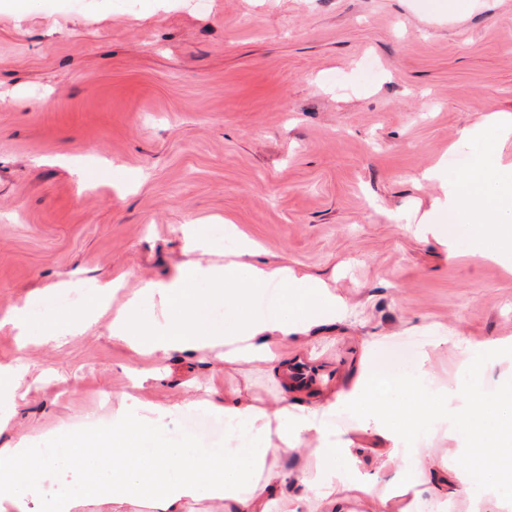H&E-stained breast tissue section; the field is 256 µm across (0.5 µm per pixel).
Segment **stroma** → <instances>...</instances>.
<instances>
[{"label": "stroma", "instance_id": "obj_1", "mask_svg": "<svg viewBox=\"0 0 512 512\" xmlns=\"http://www.w3.org/2000/svg\"><path fill=\"white\" fill-rule=\"evenodd\" d=\"M512 114V0H0V315L27 306L39 321L120 280L116 301L172 281L192 258L182 227L202 225L215 259L236 235L264 260L288 258L324 279L349 317L310 352L295 402H324L352 380L365 340L383 339L402 364L409 336H444L433 389L464 375L456 344L512 338V272L454 254L414 229L441 190L421 173L467 169L479 147L464 126ZM25 356L30 376L11 408L4 447L46 448L63 426L111 415V395L181 404L163 444L224 445V416L199 406L203 387L273 403L263 372L212 371L207 361L150 363L114 342L108 319L63 346L31 336L20 348L0 326V363ZM358 474L339 482L356 512L358 484L423 482L405 455L362 438ZM425 447L448 457L446 512H473L455 475L462 437L433 423Z\"/></svg>", "mask_w": 512, "mask_h": 512}]
</instances>
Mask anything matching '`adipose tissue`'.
<instances>
[{"mask_svg":"<svg viewBox=\"0 0 512 512\" xmlns=\"http://www.w3.org/2000/svg\"><path fill=\"white\" fill-rule=\"evenodd\" d=\"M512 138V114L497 113L479 127L465 126L460 142L481 141L483 152L473 168L458 173L436 165L422 172L438 183L442 201L426 211L422 234L454 252L460 233H467L475 255L512 263V159L501 143ZM254 241L241 237L223 260L189 262L167 284L148 283L120 306L112 305V282L100 284L95 297L62 314L45 317L38 327L45 342L57 344L85 333L111 316L112 338L135 353L165 358L216 354L230 368H256L278 388L270 406L225 395L215 408L230 427L223 451L193 444L185 447H141L156 437L179 404L163 408L117 395L120 406L112 418H98L92 431L65 430L60 448H0V512H77L89 501L125 500L145 505L148 512H185L188 504L208 501L224 512H280L301 501L307 512H352L351 499L336 489L339 469L356 471L353 440L336 442L329 422L337 408L352 412L358 435H378L391 445L407 431L420 430L436 410L449 413L464 433L462 451L471 463L456 479L473 504L495 497L512 510V384L496 395L476 400L471 388L487 377L496 357L512 352V341L496 338L466 347V379L444 391L431 407L423 383L432 349H425L410 368L394 364L379 338H372L353 384L332 394L328 405L306 407L288 394L291 370L279 349L292 342L305 346L310 332L343 319L340 295L323 279L292 266L287 259L258 260ZM207 282L199 293L198 282ZM158 306L143 310L144 301ZM223 306L224 320L210 321L208 312ZM311 450L315 471L308 483L312 499L291 488L286 458ZM425 484L380 482L364 475L359 485L371 496L373 512H444L448 496L438 479L444 457L428 448L416 449ZM53 469L78 470L79 486L59 481L42 495L43 475Z\"/></svg>","mask_w":512,"mask_h":512,"instance_id":"obj_1","label":"adipose tissue"}]
</instances>
